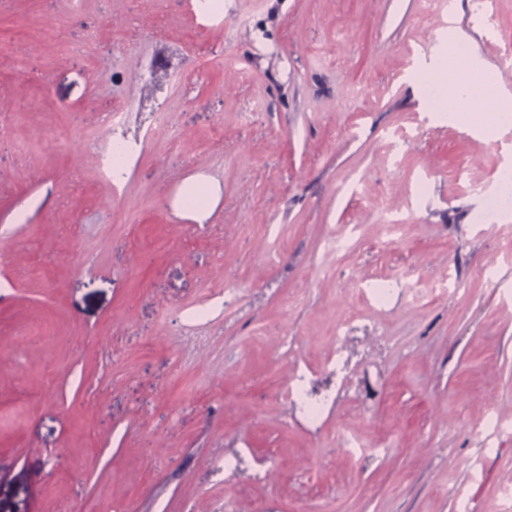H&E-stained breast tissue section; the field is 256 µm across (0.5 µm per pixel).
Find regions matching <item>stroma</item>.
<instances>
[{
	"instance_id": "obj_1",
	"label": "stroma",
	"mask_w": 512,
	"mask_h": 512,
	"mask_svg": "<svg viewBox=\"0 0 512 512\" xmlns=\"http://www.w3.org/2000/svg\"><path fill=\"white\" fill-rule=\"evenodd\" d=\"M494 2L0 0V512H512V112L433 105L512 100Z\"/></svg>"
}]
</instances>
